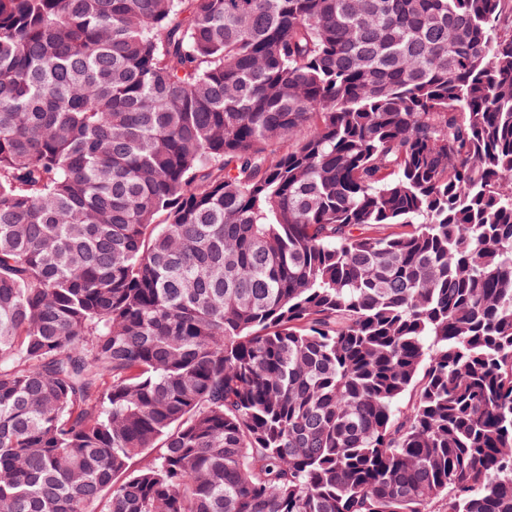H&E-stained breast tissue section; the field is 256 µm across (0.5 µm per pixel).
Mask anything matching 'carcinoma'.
Returning a JSON list of instances; mask_svg holds the SVG:
<instances>
[{"instance_id":"obj_1","label":"carcinoma","mask_w":512,"mask_h":512,"mask_svg":"<svg viewBox=\"0 0 512 512\" xmlns=\"http://www.w3.org/2000/svg\"><path fill=\"white\" fill-rule=\"evenodd\" d=\"M512 512V0H0L5 512Z\"/></svg>"}]
</instances>
